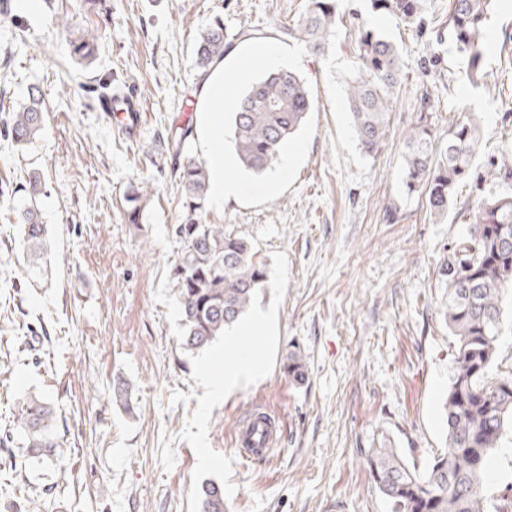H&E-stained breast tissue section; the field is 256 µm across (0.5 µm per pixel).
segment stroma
<instances>
[{
	"label": "stroma",
	"instance_id": "stroma-1",
	"mask_svg": "<svg viewBox=\"0 0 512 512\" xmlns=\"http://www.w3.org/2000/svg\"><path fill=\"white\" fill-rule=\"evenodd\" d=\"M15 3L0 0V433L25 394L41 393L57 410L62 462L18 468L17 443L0 445V512H199L208 480L223 484L228 512H389L363 452L386 437L423 468L446 448L448 253L469 231L467 207L512 193L502 165L512 147V10L494 0L485 80L475 85L447 37L449 0H426L414 23L368 0H336L344 22L320 55L280 34L306 0H42L36 16ZM357 17L395 42L405 64L390 133L372 156L355 140L346 98ZM217 19L229 33H254L234 42L225 66L245 63L257 77L278 61L307 81L313 109L273 170L229 167L238 196L206 205L207 223L252 243L269 283L238 326L190 355L179 347L171 279L185 198L164 142L187 125L193 156L233 152L229 137H209L195 96V41ZM91 30L96 56L77 64L70 41ZM103 80L139 100L136 138L92 110L87 89ZM33 87L44 128L21 148L3 131ZM464 103L483 147L438 217L402 182V136L424 115L445 139ZM33 170L52 243L35 276L17 221ZM143 185L132 224L128 196ZM248 356L258 375L209 397L208 379ZM294 360L299 382L285 369ZM116 378L129 385L131 409L112 400ZM255 404L281 415L284 434L267 458L247 461L232 435ZM486 481L491 506L512 500L511 433Z\"/></svg>",
	"mask_w": 512,
	"mask_h": 512
}]
</instances>
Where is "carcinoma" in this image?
I'll return each instance as SVG.
<instances>
[{
  "mask_svg": "<svg viewBox=\"0 0 512 512\" xmlns=\"http://www.w3.org/2000/svg\"><path fill=\"white\" fill-rule=\"evenodd\" d=\"M491 0H451L448 37L467 61L470 80H484L481 61L487 39ZM376 11L413 21L420 17L423 0H371ZM343 17L336 0H308L303 16L282 34L305 42L316 54L334 36ZM235 36L224 23L206 29L195 43L194 64L203 71L224 58ZM80 64L97 50V36L86 34L71 41ZM356 72L346 94L353 128L363 153L378 154L389 129L393 93L404 74L401 49L386 35L356 22ZM96 108L120 112L123 100L112 87L102 86ZM312 109L305 81L294 71L276 68L251 84L231 117L234 152L242 167L263 173L274 166L280 150L304 124ZM425 116L403 138V180L410 192L425 193L430 213H448L458 182L466 178L481 148L476 113L460 111L438 143ZM43 128L42 97L37 89L18 104L6 125V135L18 145L31 144ZM190 129L183 128L168 141L184 161L174 176L186 196L185 210L174 234L181 253L172 269V281L181 314V348L191 354L208 349L225 331L238 324L268 282L267 270L245 238L205 224L202 210L210 182L206 165L186 147ZM30 198L18 214L23 228L27 263L41 265L52 244L42 223L36 198L40 178L32 175L23 185ZM469 236L448 256V304L445 314L454 338L455 354L444 404L448 448L423 471L409 464L389 439L370 448L366 461L373 483L385 496L390 512H487L485 465L512 431V372H496L497 341L503 321V296L512 291V195H490L466 210ZM55 411L44 397L29 394L14 420L23 439V456L39 463L58 461ZM200 512H226L224 486L208 480L201 485Z\"/></svg>",
  "mask_w": 512,
  "mask_h": 512,
  "instance_id": "carcinoma-1",
  "label": "carcinoma"
}]
</instances>
